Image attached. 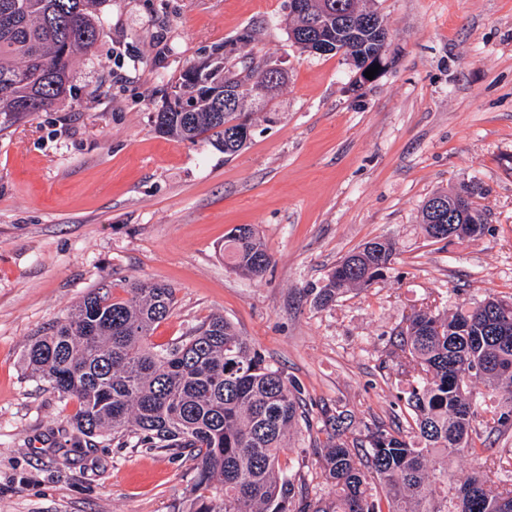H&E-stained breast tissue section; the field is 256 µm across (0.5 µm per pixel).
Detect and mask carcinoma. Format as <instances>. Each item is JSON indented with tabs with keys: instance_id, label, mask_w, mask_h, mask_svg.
I'll use <instances>...</instances> for the list:
<instances>
[{
	"instance_id": "cac0c4a2",
	"label": "carcinoma",
	"mask_w": 512,
	"mask_h": 512,
	"mask_svg": "<svg viewBox=\"0 0 512 512\" xmlns=\"http://www.w3.org/2000/svg\"><path fill=\"white\" fill-rule=\"evenodd\" d=\"M96 0H0V115L19 118L47 112L71 92L76 55L95 46L101 23ZM362 0H311L313 14L330 23L333 38L354 60L379 51L381 16ZM288 38H301L307 17L286 15ZM267 60L236 69L229 56L208 57L181 73L173 98L155 118L159 133L194 142L203 137L232 157L247 147L236 131L252 127L247 110L224 105V90L255 81L258 101L271 99L287 76L264 80ZM429 204L422 228L439 234ZM476 209L462 226L465 236L485 231ZM395 243L374 238L345 256L314 297L328 307L353 287L370 286L389 268ZM230 268L261 277L272 260L250 225L224 241ZM121 288L122 294L114 292ZM174 288L162 281L126 279L90 291L23 354L26 369L63 402L78 403L67 423L72 446H96L133 436L148 448L188 450L196 460L187 512H512V449L487 455L477 446L479 423L495 433L512 429V302L488 298L451 316L413 312L397 349L415 362L404 399L414 438L401 427L363 423L347 438L351 419L328 418L317 452L328 492L310 497L292 470L280 463L291 448L290 432L302 417L299 386L265 363L260 353L222 315H211L184 341L162 348L150 342L168 318ZM480 383L497 397L474 393ZM482 459L484 471L448 485V457ZM504 476L492 487L486 473Z\"/></svg>"
}]
</instances>
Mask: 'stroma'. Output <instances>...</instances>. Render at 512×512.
I'll return each instance as SVG.
<instances>
[{
  "instance_id": "1",
  "label": "stroma",
  "mask_w": 512,
  "mask_h": 512,
  "mask_svg": "<svg viewBox=\"0 0 512 512\" xmlns=\"http://www.w3.org/2000/svg\"><path fill=\"white\" fill-rule=\"evenodd\" d=\"M389 29L388 64L358 83L344 55L288 38V0H96L72 96L0 131V512H181L195 462L126 438L75 448L62 404L22 357L102 280H160L167 346L221 314L301 387L291 437L310 495L326 493L315 439L326 416L391 424L414 310L512 299V0H365ZM262 57L288 81L253 108L228 158L164 137L154 117L180 72L210 56ZM477 184L486 229L429 239L433 193ZM253 225L272 264L234 273L224 239ZM396 244L382 278L329 307L312 299L343 257Z\"/></svg>"
}]
</instances>
